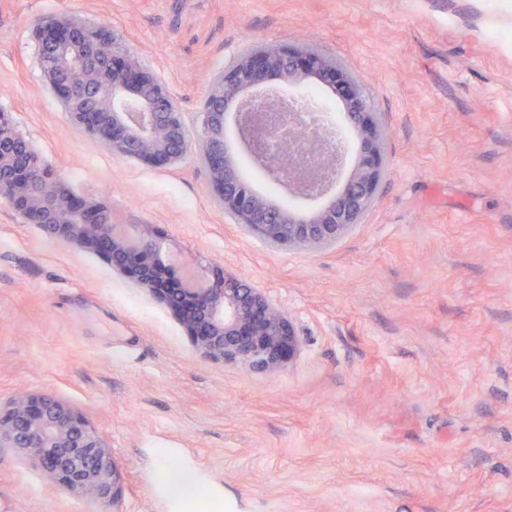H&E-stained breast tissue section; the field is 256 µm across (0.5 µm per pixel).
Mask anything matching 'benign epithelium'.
<instances>
[{"label":"benign epithelium","mask_w":512,"mask_h":512,"mask_svg":"<svg viewBox=\"0 0 512 512\" xmlns=\"http://www.w3.org/2000/svg\"><path fill=\"white\" fill-rule=\"evenodd\" d=\"M34 33L44 77L76 123L113 153L149 164L173 165L195 151L224 213L272 246H329L362 223L376 198L387 165L386 133L363 84L324 53L269 45L234 58L210 84L193 144L182 112L138 58L104 52L111 43L74 20L39 21ZM272 78L297 95L313 83L336 95L356 139L348 172V146L322 151L316 141L281 136L280 118L270 112L281 99L267 88ZM230 118L240 146L273 182L319 206L295 211L258 193L240 175L224 139ZM0 200L46 236L104 258L148 291L172 310L202 355L265 371L296 353L292 322L261 291L214 267H202L195 281L180 279L161 257L152 225L138 224L133 234L123 230L106 203L75 193L43 166L1 111ZM0 447L33 456L48 483L90 497L103 512H120L111 448L55 396L22 393L0 408Z\"/></svg>","instance_id":"1"}]
</instances>
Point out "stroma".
Instances as JSON below:
<instances>
[{
  "label": "stroma",
  "instance_id": "stroma-1",
  "mask_svg": "<svg viewBox=\"0 0 512 512\" xmlns=\"http://www.w3.org/2000/svg\"><path fill=\"white\" fill-rule=\"evenodd\" d=\"M111 37L197 136L240 54L310 43L363 83L388 171L335 245L273 247L195 154L112 153L50 92L37 19ZM0 111L163 257L248 281L299 341L274 371L196 352L164 305L0 201V403L50 393L107 442L120 512H512V0H0ZM196 478L172 497L163 469ZM0 448V512H94Z\"/></svg>",
  "mask_w": 512,
  "mask_h": 512
}]
</instances>
